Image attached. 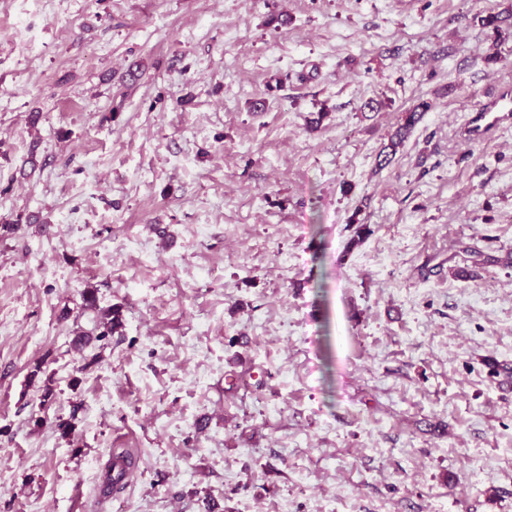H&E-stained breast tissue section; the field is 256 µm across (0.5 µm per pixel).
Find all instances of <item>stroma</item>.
Returning a JSON list of instances; mask_svg holds the SVG:
<instances>
[{
	"instance_id": "1",
	"label": "stroma",
	"mask_w": 512,
	"mask_h": 512,
	"mask_svg": "<svg viewBox=\"0 0 512 512\" xmlns=\"http://www.w3.org/2000/svg\"><path fill=\"white\" fill-rule=\"evenodd\" d=\"M504 93L512 0H0V512H512ZM83 302L85 309L94 313V327L75 340L74 347L78 349L86 346L90 342V336H94L97 331L99 332L95 335L96 339H100L105 336H112V333L117 332L122 325L120 311L112 307L99 308L93 290L88 289L83 293Z\"/></svg>"
}]
</instances>
